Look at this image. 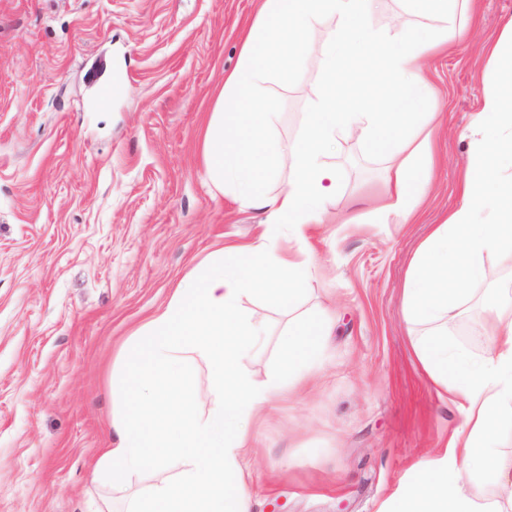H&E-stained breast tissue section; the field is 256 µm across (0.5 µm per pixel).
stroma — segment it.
Masks as SVG:
<instances>
[{
  "label": "stroma",
  "instance_id": "1",
  "mask_svg": "<svg viewBox=\"0 0 512 512\" xmlns=\"http://www.w3.org/2000/svg\"><path fill=\"white\" fill-rule=\"evenodd\" d=\"M259 0H0V512H126L179 465L114 486L96 467L123 409L112 382L134 333L190 273L229 245L259 242L266 215L205 177L202 139L224 77L240 61ZM512 0H458L448 52L424 58L437 91V160L415 222L384 219L390 161L338 138L321 224L307 232L312 274L298 314L329 313L315 374L252 420L243 478L253 512H384L448 450L462 412L415 351L403 293L417 248L459 202L470 126L497 74L491 48ZM324 56L256 92L272 136L302 134ZM448 335L483 352L482 300L512 288V261L485 258ZM276 369L289 314L256 295Z\"/></svg>",
  "mask_w": 512,
  "mask_h": 512
}]
</instances>
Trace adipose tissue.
<instances>
[{"instance_id": "obj_1", "label": "adipose tissue", "mask_w": 512, "mask_h": 512, "mask_svg": "<svg viewBox=\"0 0 512 512\" xmlns=\"http://www.w3.org/2000/svg\"><path fill=\"white\" fill-rule=\"evenodd\" d=\"M425 25L387 34L374 27L378 0H263L241 46V62L224 80L203 140L207 179L243 207L265 210L260 243L225 249L213 270L176 288L165 308L140 330L128 375L114 384L116 397L134 399L117 420L119 443L102 463L113 485L136 471L183 466L177 479L134 496L128 512H251L252 495L240 479L250 449L251 419L284 390L301 383L329 323L310 317L289 321L280 335V375L259 381L245 363L259 352L265 330L242 306L265 295L294 310L311 273L306 260L283 254L272 240L280 230L304 241L320 223L324 202L336 194V171L326 157L341 135H356L389 156L387 214L399 223L413 216L432 163L430 139L414 132L435 90L422 59L448 44L447 21L456 0H402ZM334 19L323 28L324 19ZM324 52V74L305 130L290 148L287 186L268 193L266 183L281 147L269 130L275 115L254 96L268 78L287 79L313 43ZM499 79L473 122L472 145L460 201L418 249L404 288L409 323L422 329L416 352L436 385L463 401V420L449 455L419 474L389 512H512V458L498 446L501 422L512 414V299H484L489 334L480 356L458 348L448 325L473 283L486 280L484 258H512V22L490 52ZM359 82L349 86L350 71ZM205 364L208 407L189 386L186 360ZM492 482L486 498L465 492L463 476Z\"/></svg>"}]
</instances>
